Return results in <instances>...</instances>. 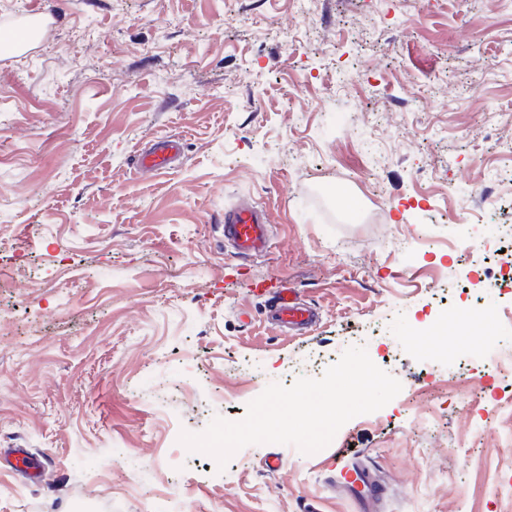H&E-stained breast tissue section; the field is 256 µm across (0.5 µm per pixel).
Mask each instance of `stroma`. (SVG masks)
<instances>
[{
    "label": "stroma",
    "instance_id": "35a3bbf8",
    "mask_svg": "<svg viewBox=\"0 0 512 512\" xmlns=\"http://www.w3.org/2000/svg\"><path fill=\"white\" fill-rule=\"evenodd\" d=\"M0 61V512H512V0H57ZM182 138L167 172L137 150ZM263 211L270 248L224 243ZM294 289L317 321L267 320ZM352 346L402 384L310 454L180 431ZM281 455L270 471L266 459ZM224 240L242 257L262 253L268 247V222L263 213L253 207L242 206L224 212ZM349 458L346 448H340L336 451V459L340 463H346ZM342 478L347 483L348 488L356 496L361 492L360 488L367 489L368 495L363 496L359 501V512H368L381 502L385 490L379 483L376 475L367 467L357 463L345 464L341 469Z\"/></svg>",
    "mask_w": 512,
    "mask_h": 512
}]
</instances>
